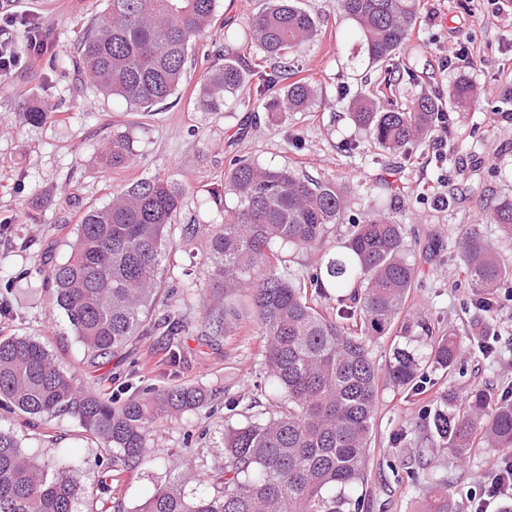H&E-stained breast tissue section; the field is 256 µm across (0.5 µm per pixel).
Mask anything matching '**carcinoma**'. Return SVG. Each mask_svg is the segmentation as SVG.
Segmentation results:
<instances>
[{"mask_svg":"<svg viewBox=\"0 0 512 512\" xmlns=\"http://www.w3.org/2000/svg\"><path fill=\"white\" fill-rule=\"evenodd\" d=\"M216 8L217 0H107L105 13L80 35L72 66L98 93L150 112L178 90L192 43L215 22ZM340 8L357 23L369 62L391 73L417 24L419 0H340ZM320 28L300 0H264L246 18L244 36L279 65L245 62L230 53L238 35H224L223 62L202 73L195 108L221 112L227 99L246 90L269 112L309 111L317 89L292 79L288 58L313 43ZM474 95L464 77L446 103L439 93L399 101L370 90L350 102V118L375 149L408 160L410 147L435 130L438 113L462 112ZM135 143L132 132L115 133L102 158L125 171L135 164ZM225 186L236 204L224 208V223L185 228L187 242L205 237L207 259L224 277V316L207 317L205 326L236 327L235 298L247 297L256 333L264 337L263 365L285 406L226 427L224 460L202 484L188 490L161 479L135 512H360L354 491L367 479L379 388L372 344L391 338L388 378L404 387L423 378L425 361L454 372L460 341L452 332L434 336L422 319H406L415 267L406 260L411 244L404 228L389 213L350 222L342 250L334 252L330 225L342 223L345 210L335 182L234 156ZM181 207V191L164 176L127 180L109 204L82 212L68 259L48 270L53 303L92 360L111 357L144 329ZM485 217L512 240V199L497 200ZM281 246L319 254L307 278H288ZM457 258L476 295L472 326L485 336L494 321V291L512 268L477 224L462 232ZM333 297L335 308L326 305ZM154 326L174 341L188 328L174 309ZM206 401V392L190 385H146L125 398L97 393L39 341L0 337V403L30 419L68 415L110 454L96 489L86 492L80 465L51 472L25 452L14 431L0 428V512H124L122 503L103 499L112 481L151 460L157 424ZM432 424L461 456L473 448L512 447V401L487 387L461 398L447 394ZM422 512H448L447 489H437Z\"/></svg>","mask_w":512,"mask_h":512,"instance_id":"cac0c4a2","label":"carcinoma"}]
</instances>
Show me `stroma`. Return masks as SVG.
<instances>
[{"label":"stroma","mask_w":512,"mask_h":512,"mask_svg":"<svg viewBox=\"0 0 512 512\" xmlns=\"http://www.w3.org/2000/svg\"><path fill=\"white\" fill-rule=\"evenodd\" d=\"M262 2L218 0L219 22L197 42L196 55L219 50L225 28H240ZM302 5L322 23L319 40L299 56L300 70L318 88L317 100L311 111L274 116L236 100L220 112L197 111L199 65L189 66L165 104L150 112L130 110L82 85L69 66L78 36L106 0H9L10 10L41 18L53 48L31 66L0 78V297L9 302L0 314V336L39 340L81 383L117 395L144 384L212 391L213 400L160 424L154 436L155 456L190 460L179 476L194 488L224 457L226 400L252 403L269 414L281 398L265 373L261 338L249 321L225 335L205 332L206 314L224 307V280L206 263L203 241L184 244L180 229L161 263L155 304L159 312L168 305L178 309L189 324L174 346L176 364L168 362L173 345L158 330L133 339L112 359L90 362L51 299L46 273L67 260L83 208L107 204L122 182L102 167L100 145L114 132L133 130L140 157L130 176L159 172L179 186L181 225L222 223L225 205L235 202L224 192V176L236 154L334 181L346 197L348 215L381 208L403 224L412 245L407 258L417 275L406 309L424 318L434 335L457 331L463 346L454 373L427 369L419 387L400 388L380 378L361 512H418L438 483L448 487L451 512H472L505 451L477 448L458 456L433 435L431 424L436 404L451 388L489 384L496 396L512 398V279L498 290L497 320L489 336L473 335L474 291L451 258L459 233L476 223L512 268V243L503 242L497 225L482 221L487 201L512 198V124L491 118L492 109L512 110V23L496 15L489 0H420L421 18L398 59L401 76L389 79L384 94L401 100L423 90L445 95L464 76L477 96L467 111L450 113L446 154H439L431 138L406 161L376 154L350 118V99L364 91L362 78L373 69L355 22L342 13L338 0H302ZM431 10L437 16L430 22ZM462 44L480 48L481 63L458 65ZM491 85L497 93L489 97L485 90ZM34 100L51 104L62 120L28 124L24 112ZM347 142L353 151H344ZM439 193L447 203L436 202ZM186 270L200 281V293L181 288ZM0 428L13 430L39 463L55 468L82 461L81 486L99 480L98 462L106 454L74 418L31 422L0 405ZM163 474L145 465L113 483L114 494L133 512Z\"/></svg>","instance_id":"stroma-1"}]
</instances>
